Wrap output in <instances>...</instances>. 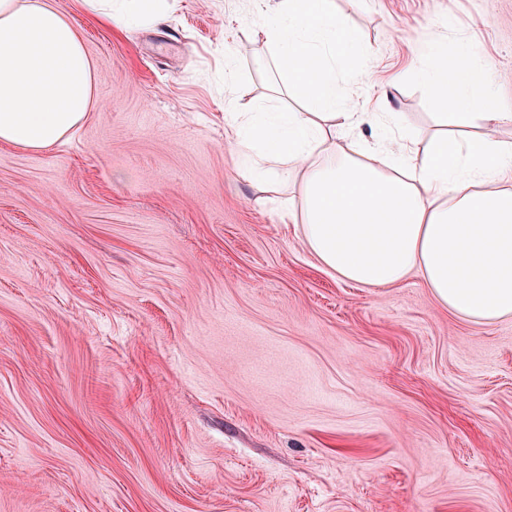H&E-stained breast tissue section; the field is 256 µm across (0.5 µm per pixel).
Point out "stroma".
Here are the masks:
<instances>
[{"instance_id": "35a3bbf8", "label": "stroma", "mask_w": 512, "mask_h": 512, "mask_svg": "<svg viewBox=\"0 0 512 512\" xmlns=\"http://www.w3.org/2000/svg\"><path fill=\"white\" fill-rule=\"evenodd\" d=\"M57 2L100 106L0 145V512H512V320L330 276L239 175L224 115L275 78L250 0L130 31ZM335 6L373 53L353 111L435 134L402 77L432 34L512 106V0Z\"/></svg>"}]
</instances>
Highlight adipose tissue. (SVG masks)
Segmentation results:
<instances>
[{"instance_id": "ef3b65f1", "label": "adipose tissue", "mask_w": 512, "mask_h": 512, "mask_svg": "<svg viewBox=\"0 0 512 512\" xmlns=\"http://www.w3.org/2000/svg\"><path fill=\"white\" fill-rule=\"evenodd\" d=\"M123 28L161 20L169 0H79ZM250 22L272 47L283 89L301 112H229L239 170L280 192L307 250L337 279L387 288L417 276L457 317H512V143L497 139L512 110L493 97L489 68L466 43L423 40L408 78L441 106V122L480 121L481 135L433 138L423 154L385 112H354L343 68L371 73L372 54L333 0H254ZM95 75L74 18L55 0H0V143L33 153L67 141L96 109ZM370 126L361 145L356 129Z\"/></svg>"}]
</instances>
